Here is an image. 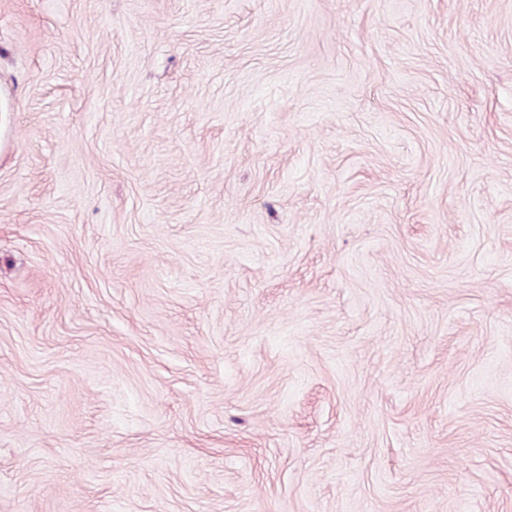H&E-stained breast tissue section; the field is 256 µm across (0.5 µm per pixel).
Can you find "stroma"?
<instances>
[{
  "mask_svg": "<svg viewBox=\"0 0 512 512\" xmlns=\"http://www.w3.org/2000/svg\"><path fill=\"white\" fill-rule=\"evenodd\" d=\"M0 512H512V0H0Z\"/></svg>",
  "mask_w": 512,
  "mask_h": 512,
  "instance_id": "obj_1",
  "label": "stroma"
}]
</instances>
